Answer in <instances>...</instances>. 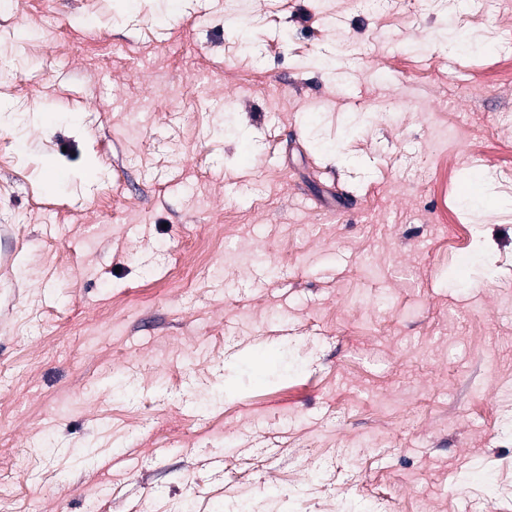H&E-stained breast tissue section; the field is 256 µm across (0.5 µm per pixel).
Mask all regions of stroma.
<instances>
[{
  "mask_svg": "<svg viewBox=\"0 0 512 512\" xmlns=\"http://www.w3.org/2000/svg\"><path fill=\"white\" fill-rule=\"evenodd\" d=\"M1 99L0 512H512V0H9Z\"/></svg>",
  "mask_w": 512,
  "mask_h": 512,
  "instance_id": "35a3bbf8",
  "label": "stroma"
}]
</instances>
